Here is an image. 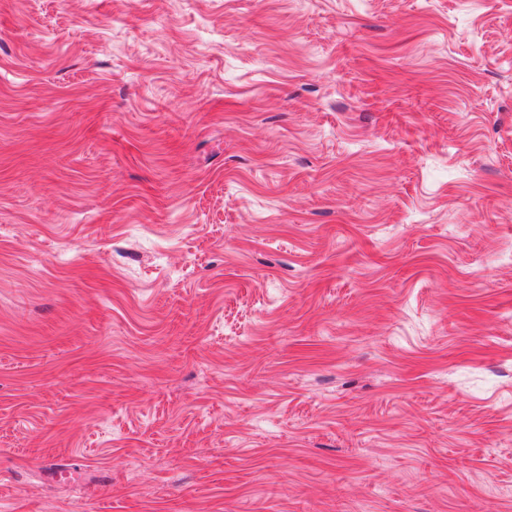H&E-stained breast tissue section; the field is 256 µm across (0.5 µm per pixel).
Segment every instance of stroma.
Masks as SVG:
<instances>
[{
    "mask_svg": "<svg viewBox=\"0 0 512 512\" xmlns=\"http://www.w3.org/2000/svg\"><path fill=\"white\" fill-rule=\"evenodd\" d=\"M0 512H512V0H0Z\"/></svg>",
    "mask_w": 512,
    "mask_h": 512,
    "instance_id": "stroma-1",
    "label": "stroma"
}]
</instances>
